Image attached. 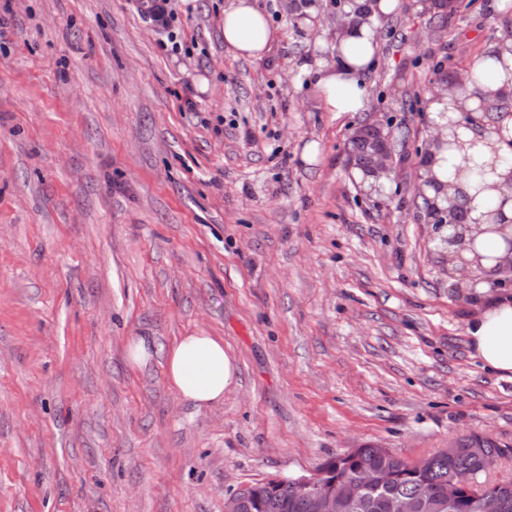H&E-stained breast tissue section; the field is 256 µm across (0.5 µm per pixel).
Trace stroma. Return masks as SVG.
Here are the masks:
<instances>
[{
    "label": "stroma",
    "mask_w": 512,
    "mask_h": 512,
    "mask_svg": "<svg viewBox=\"0 0 512 512\" xmlns=\"http://www.w3.org/2000/svg\"><path fill=\"white\" fill-rule=\"evenodd\" d=\"M229 2L170 0L166 29L137 0H0V512H224L353 448H512V373L467 346L417 179L426 98L498 17L402 0L369 110L331 112L300 67L330 60L346 0L311 27L256 0L276 33L260 61L225 49ZM368 124L393 149L370 187L350 150ZM201 330L237 380L199 409L166 355ZM135 336L155 342L143 367ZM153 348V343L144 336L132 338L127 345L128 362L137 367L145 366L152 358Z\"/></svg>",
    "instance_id": "35a3bbf8"
}]
</instances>
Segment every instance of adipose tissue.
Masks as SVG:
<instances>
[{
  "label": "adipose tissue",
  "instance_id": "adipose-tissue-1",
  "mask_svg": "<svg viewBox=\"0 0 512 512\" xmlns=\"http://www.w3.org/2000/svg\"><path fill=\"white\" fill-rule=\"evenodd\" d=\"M505 0H485L499 15L502 32L477 62L481 75L428 97L434 143L421 165V183L432 205L465 207V223L449 226L460 242L448 245L454 279L474 277L467 288L473 302L465 322L468 346L483 368L512 372V296L498 283L512 250V14ZM401 0H347L345 26L332 45L333 62L302 65L332 112H364L370 106L364 73L374 65L377 30L397 12ZM273 39L255 0H232L224 10V44L234 55L262 58ZM475 112L482 126L464 121ZM236 366L224 341L201 331L179 338L168 352L167 382L178 397L198 408L220 403L235 380Z\"/></svg>",
  "mask_w": 512,
  "mask_h": 512
}]
</instances>
